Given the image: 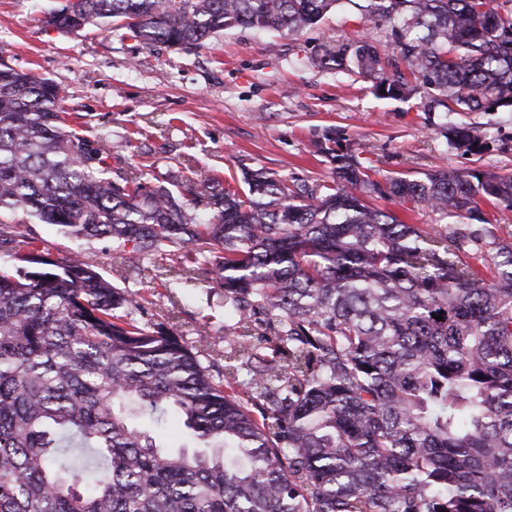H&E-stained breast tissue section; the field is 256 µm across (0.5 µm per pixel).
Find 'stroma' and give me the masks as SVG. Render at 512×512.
Here are the masks:
<instances>
[{"label":"stroma","instance_id":"obj_1","mask_svg":"<svg viewBox=\"0 0 512 512\" xmlns=\"http://www.w3.org/2000/svg\"><path fill=\"white\" fill-rule=\"evenodd\" d=\"M61 2L0 0V61L60 88L71 128L107 141L113 176L140 167L200 181L263 167L314 188L331 177L328 159L314 151L328 133L365 158L378 180L421 179L437 167L512 175V112L453 115L488 142L469 152L439 134V111L422 107L425 89L382 98L371 80L316 64L319 46L333 41L367 39L389 52L388 27L366 25L352 0L298 35L237 28L185 50L147 48L115 29L57 31L46 16ZM0 222L52 258L83 255L113 285L149 299L139 324L172 328L189 342L216 337L223 354L224 290L207 274L186 280L181 256L128 249L119 259L108 239H71L19 212Z\"/></svg>","mask_w":512,"mask_h":512}]
</instances>
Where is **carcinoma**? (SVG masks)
I'll use <instances>...</instances> for the list:
<instances>
[{"label": "carcinoma", "instance_id": "carcinoma-1", "mask_svg": "<svg viewBox=\"0 0 512 512\" xmlns=\"http://www.w3.org/2000/svg\"><path fill=\"white\" fill-rule=\"evenodd\" d=\"M338 2L67 0L47 24L192 48L236 27L301 32ZM358 7L390 26L394 57L328 43L321 67L398 99L413 91L403 66L445 118L512 110V0ZM61 101L48 79L0 67V212L182 253L186 278L224 288L233 348L203 363L208 337L139 325L138 293L0 230L22 263L0 270V512H512V242L479 209L512 210V176L380 182L327 135L315 148L332 181L315 189L264 168L238 186L151 187L140 169L109 177L106 144L69 129ZM441 135L483 144L446 121ZM366 194L460 223L408 224ZM170 424L191 445L167 447Z\"/></svg>", "mask_w": 512, "mask_h": 512}]
</instances>
